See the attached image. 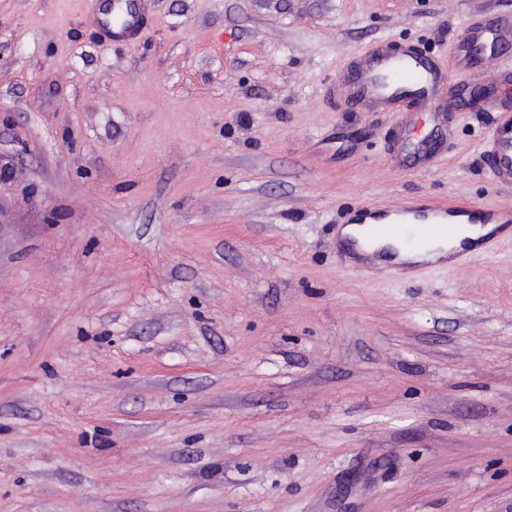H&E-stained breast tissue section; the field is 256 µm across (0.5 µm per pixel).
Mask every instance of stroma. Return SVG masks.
<instances>
[{
	"instance_id": "35a3bbf8",
	"label": "stroma",
	"mask_w": 512,
	"mask_h": 512,
	"mask_svg": "<svg viewBox=\"0 0 512 512\" xmlns=\"http://www.w3.org/2000/svg\"><path fill=\"white\" fill-rule=\"evenodd\" d=\"M139 3L131 44L0 0V512H512V234L336 253L359 205L512 203L490 79L423 168L339 86L512 0ZM512 108L498 112L490 133L484 161L488 170L502 182L512 183Z\"/></svg>"
}]
</instances>
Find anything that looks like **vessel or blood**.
Wrapping results in <instances>:
<instances>
[{"label": "vessel or blood", "instance_id": "1", "mask_svg": "<svg viewBox=\"0 0 512 512\" xmlns=\"http://www.w3.org/2000/svg\"><path fill=\"white\" fill-rule=\"evenodd\" d=\"M92 19L104 33L120 25L123 39L136 38L144 28L137 0H96ZM512 43V17L492 18L472 24L454 47V63L464 72L493 71L500 90H512V64L493 67L491 50ZM347 99L353 105L374 103L382 111L398 114L416 109L441 114L440 102L449 92L444 68L409 48L379 47L368 52L346 80ZM431 135H412L403 130L399 152L416 167L427 166L436 156ZM488 170L502 182L512 183V108L499 111L484 151ZM353 222L367 223L373 236L392 235L408 248L425 246L434 232L453 234L456 224H511L512 206H476L463 201H406L393 207H364Z\"/></svg>", "mask_w": 512, "mask_h": 512}]
</instances>
